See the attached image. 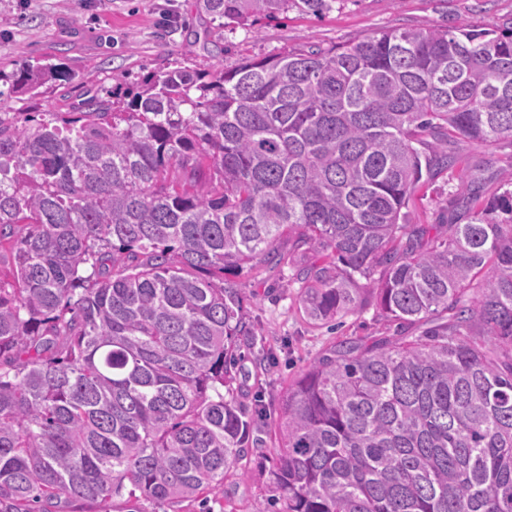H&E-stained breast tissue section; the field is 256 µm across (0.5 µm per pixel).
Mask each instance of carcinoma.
I'll return each instance as SVG.
<instances>
[{"label":"carcinoma","instance_id":"carcinoma-1","mask_svg":"<svg viewBox=\"0 0 512 512\" xmlns=\"http://www.w3.org/2000/svg\"><path fill=\"white\" fill-rule=\"evenodd\" d=\"M244 25L332 0H200ZM0 110V512H111L215 491L261 440L255 336L224 274L295 233L312 321L366 306L420 334L346 339L285 391L280 512H512V191L409 224L423 175L512 138V31L391 28L180 67L123 109ZM365 283H360V280Z\"/></svg>","mask_w":512,"mask_h":512}]
</instances>
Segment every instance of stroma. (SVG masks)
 I'll return each instance as SVG.
<instances>
[{
    "label": "stroma",
    "mask_w": 512,
    "mask_h": 512,
    "mask_svg": "<svg viewBox=\"0 0 512 512\" xmlns=\"http://www.w3.org/2000/svg\"><path fill=\"white\" fill-rule=\"evenodd\" d=\"M512 21V0H336L321 15L295 9L277 19L221 26L197 0H0V71L31 66L63 68L44 85L45 111L72 112L86 95L113 91L127 101L143 78L179 66L206 68L223 54L231 69L247 58L326 48L359 41L382 29L437 30L468 23L500 29ZM459 163L435 172L410 204L414 224H448L461 177L477 181L480 199L502 193L512 174V140L463 147ZM291 264L259 260L226 279L238 289L256 339L240 349L238 401L265 406L263 425L275 429L287 386L336 342L395 335L397 326L375 306L326 324L311 322L299 304ZM276 439L249 454L223 488L177 504L139 502V512H255L275 495L271 471Z\"/></svg>",
    "instance_id": "1"
}]
</instances>
